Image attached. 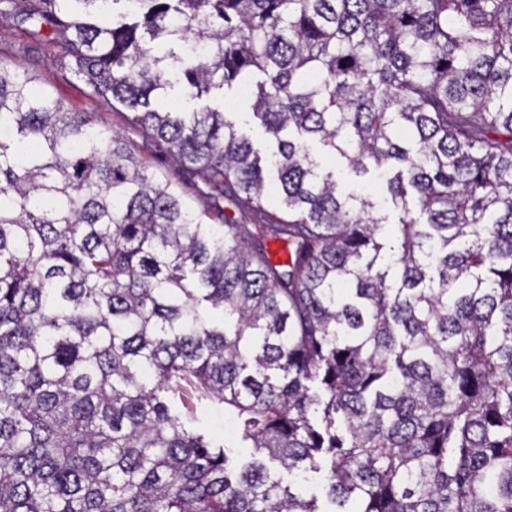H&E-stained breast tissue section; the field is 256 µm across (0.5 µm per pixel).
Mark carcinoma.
<instances>
[{
	"instance_id": "cac0c4a2",
	"label": "carcinoma",
	"mask_w": 512,
	"mask_h": 512,
	"mask_svg": "<svg viewBox=\"0 0 512 512\" xmlns=\"http://www.w3.org/2000/svg\"><path fill=\"white\" fill-rule=\"evenodd\" d=\"M11 13L204 187L0 59V512H512V0ZM178 84L196 107L160 108ZM291 127L385 176L398 222ZM270 195L288 218L224 215ZM268 461L325 472L326 506ZM224 105L231 112L230 117L233 119L241 131L248 135L254 146L262 151H267L271 143L263 133L259 125V121L253 117L252 101L248 96H242L240 87L233 85L232 87H224ZM144 156L147 157L151 165V170L158 177L164 178L172 177L173 174L175 175L174 171L161 156L151 154L147 151L144 152ZM175 181L182 195L189 201L195 203L198 188L203 187L201 176L197 173L186 172L184 174H176ZM197 423L206 432L228 446L235 445L234 440L224 437V412L208 408H198L196 412Z\"/></svg>"
}]
</instances>
